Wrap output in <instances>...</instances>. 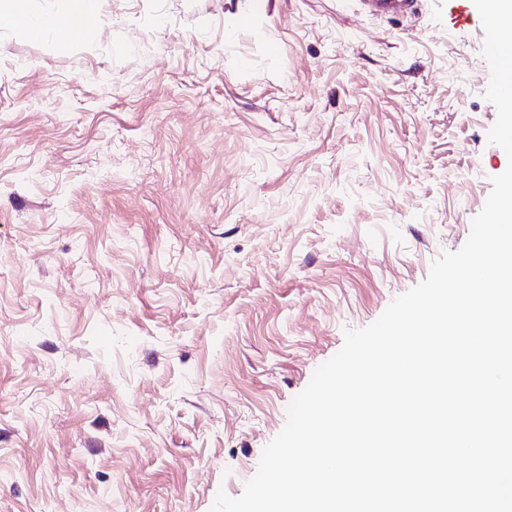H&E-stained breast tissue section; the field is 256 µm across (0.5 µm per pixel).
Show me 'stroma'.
I'll return each mask as SVG.
<instances>
[{"label": "stroma", "instance_id": "stroma-1", "mask_svg": "<svg viewBox=\"0 0 512 512\" xmlns=\"http://www.w3.org/2000/svg\"><path fill=\"white\" fill-rule=\"evenodd\" d=\"M0 28V512L239 497L507 166L473 0H97ZM59 8L52 14L44 16L36 23L29 24L16 10L15 0L0 2V25L19 27L31 37L37 33L38 23H53L54 33L61 40H67L73 35L93 30L101 23V16L95 0H61Z\"/></svg>", "mask_w": 512, "mask_h": 512}]
</instances>
